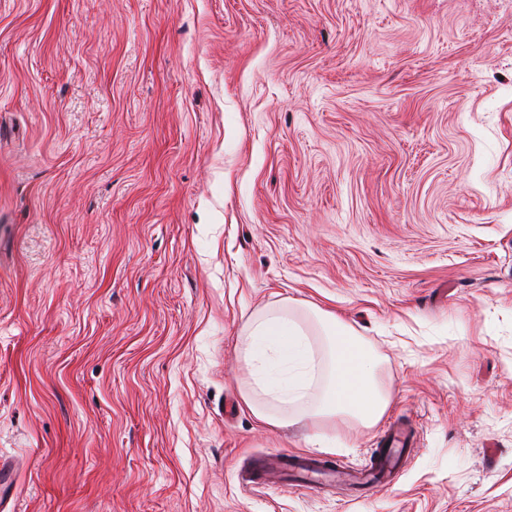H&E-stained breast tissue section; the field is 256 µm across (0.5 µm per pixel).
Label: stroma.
<instances>
[{
    "label": "stroma",
    "mask_w": 512,
    "mask_h": 512,
    "mask_svg": "<svg viewBox=\"0 0 512 512\" xmlns=\"http://www.w3.org/2000/svg\"><path fill=\"white\" fill-rule=\"evenodd\" d=\"M297 299L395 397L358 492L247 484ZM0 512H512V0H0Z\"/></svg>",
    "instance_id": "stroma-1"
}]
</instances>
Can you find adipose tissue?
Masks as SVG:
<instances>
[{"label":"adipose tissue","mask_w":512,"mask_h":512,"mask_svg":"<svg viewBox=\"0 0 512 512\" xmlns=\"http://www.w3.org/2000/svg\"><path fill=\"white\" fill-rule=\"evenodd\" d=\"M239 352L252 378L242 399L258 422L283 429L316 421L322 432L312 445L325 452L336 447L325 429L340 419L374 428L393 401L381 357L330 312L306 316L291 304L266 308L244 326Z\"/></svg>","instance_id":"ef3b65f1"}]
</instances>
